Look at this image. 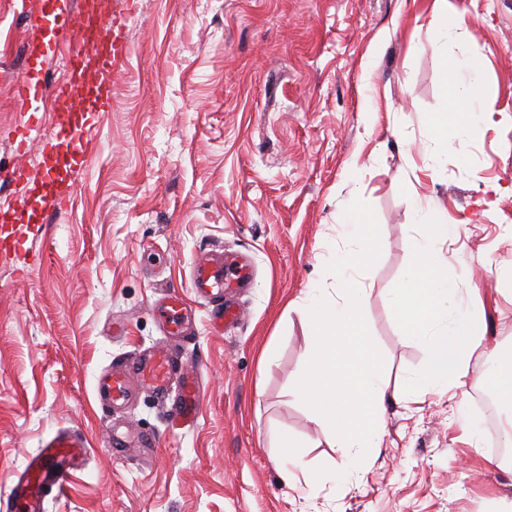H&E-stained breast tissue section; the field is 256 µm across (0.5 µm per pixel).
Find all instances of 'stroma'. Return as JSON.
<instances>
[{
    "mask_svg": "<svg viewBox=\"0 0 512 512\" xmlns=\"http://www.w3.org/2000/svg\"><path fill=\"white\" fill-rule=\"evenodd\" d=\"M31 6L0 0V198L15 194L13 167L38 171L37 144L60 119L43 102L17 157L6 133L20 115ZM443 6L467 21L444 49L429 0H135L131 53L72 210L29 224L26 257L0 256V497L43 440L71 427L92 452L45 512H512V462L465 427L481 391L472 381L417 408L388 403L380 448L346 485L287 479L276 448L293 438L309 467L345 463L295 395L309 332L297 303L312 288L333 293L324 258L342 247L336 214L355 198L380 229V258L358 281L390 387L427 360L390 296L418 235L407 183L465 57L479 62L490 109L453 138L424 191L471 219L442 245L454 301H479L488 348H512V0ZM215 252L249 271L233 293L241 318L220 332L191 288L193 264ZM172 290L191 309L182 340L158 312ZM172 347L200 374L193 425L171 428L147 389L98 404L100 374ZM114 426L127 435L120 457Z\"/></svg>",
    "mask_w": 512,
    "mask_h": 512,
    "instance_id": "35a3bbf8",
    "label": "stroma"
}]
</instances>
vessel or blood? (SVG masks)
I'll list each match as a JSON object with an SVG mask.
<instances>
[{
    "label": "vessel or blood",
    "mask_w": 512,
    "mask_h": 512,
    "mask_svg": "<svg viewBox=\"0 0 512 512\" xmlns=\"http://www.w3.org/2000/svg\"><path fill=\"white\" fill-rule=\"evenodd\" d=\"M50 9H35L28 16L30 27H39L44 16L53 19V36L26 46V75L17 91L21 115L10 130L15 152L26 151L30 135L41 125L40 104L51 99L54 107L66 113L67 120L59 131L41 143L43 176L30 173L26 165L13 168L10 181L18 197L44 195L45 175L59 163L58 142H66L75 161L93 145L91 112L106 111L110 87L129 55L125 37L126 21L134 8V0H114L110 10L98 11L93 0H50ZM78 42L66 60L65 78L47 79L49 66L58 45L68 37ZM25 211L16 202L0 203V253L20 254L26 238L17 229ZM228 259L217 253L193 267L192 286L199 298L212 305L215 322H223L228 314L224 306V267ZM184 302L177 294H169L159 307L162 322L173 336L181 335L184 324ZM151 389L170 402L175 418L190 423L199 405V375L183 368L176 352L170 349L131 357L122 371L106 373L96 385L102 406H114L128 399L133 386ZM90 453L82 434L63 428L45 440L31 457L24 472L14 480L10 492L0 498V512H42L47 497L59 496L66 481Z\"/></svg>",
    "instance_id": "vessel-or-blood-1"
}]
</instances>
